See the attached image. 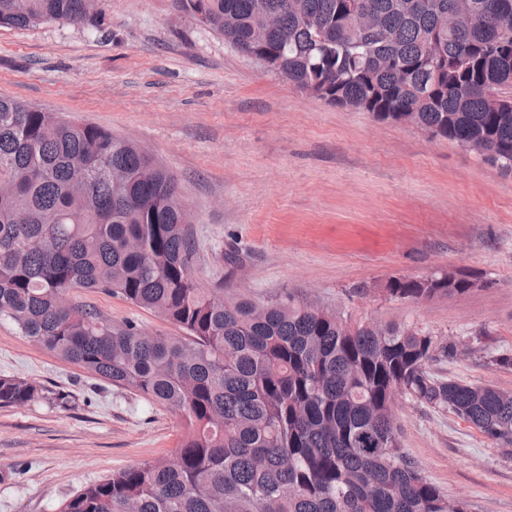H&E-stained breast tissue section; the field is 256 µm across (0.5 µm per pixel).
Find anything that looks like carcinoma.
I'll return each instance as SVG.
<instances>
[{"instance_id": "cac0c4a2", "label": "carcinoma", "mask_w": 512, "mask_h": 512, "mask_svg": "<svg viewBox=\"0 0 512 512\" xmlns=\"http://www.w3.org/2000/svg\"><path fill=\"white\" fill-rule=\"evenodd\" d=\"M310 98L409 125L512 173V0H172ZM275 15L265 26L262 11ZM89 0H0V27L95 28ZM175 177L112 132L0 99V319L83 371L179 414L171 456L112 472L59 512H469L402 448L394 404L446 410L504 450L512 392L428 366L469 345L413 323L353 322L287 295L201 288ZM101 290L179 330L151 333L73 302ZM389 299L469 294L393 277ZM0 375V408L35 401Z\"/></svg>"}]
</instances>
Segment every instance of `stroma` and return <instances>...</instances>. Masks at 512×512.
<instances>
[{
    "mask_svg": "<svg viewBox=\"0 0 512 512\" xmlns=\"http://www.w3.org/2000/svg\"><path fill=\"white\" fill-rule=\"evenodd\" d=\"M102 23L0 28V97L133 140L172 173L192 216V275L265 303L293 295L442 339L488 333L512 351V173L457 143L306 97L171 0H102ZM458 270L486 288L430 303L390 300L391 277ZM373 295H354L356 286ZM75 301L149 332L171 324L125 299ZM432 373L512 390L483 350ZM43 398L0 408V512H57L113 471L169 455L173 411L93 378L0 320V375ZM402 445L448 499L512 512V455L445 410L400 398Z\"/></svg>",
    "mask_w": 512,
    "mask_h": 512,
    "instance_id": "1",
    "label": "stroma"
}]
</instances>
